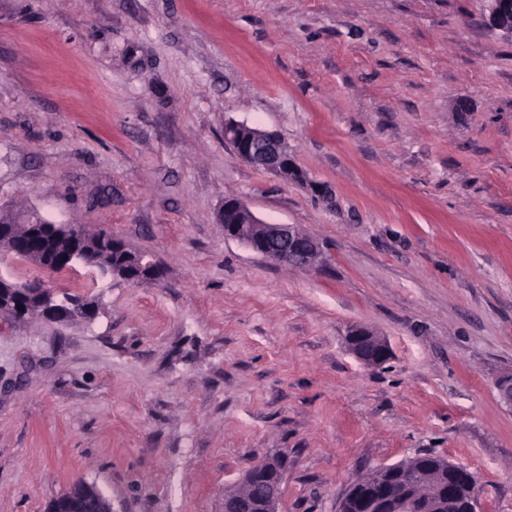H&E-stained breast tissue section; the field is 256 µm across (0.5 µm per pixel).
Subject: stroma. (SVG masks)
<instances>
[{"label": "stroma", "instance_id": "obj_1", "mask_svg": "<svg viewBox=\"0 0 512 512\" xmlns=\"http://www.w3.org/2000/svg\"><path fill=\"white\" fill-rule=\"evenodd\" d=\"M483 0H0V210L104 230L132 285L0 250V274L96 298L91 321L0 315V512L79 482L113 512H223L288 458L280 512H340L429 451L512 512V40ZM233 119L303 176L255 169ZM240 198L323 267L224 237ZM364 325L392 357L370 367ZM224 140L253 168L287 180L300 176L293 152L275 132L229 120L224 123ZM122 251L128 252L125 255L126 261L120 266L119 270H113L112 264L116 265L119 261V257L116 254H112V248L101 241V248H91L89 252L79 256L73 260L64 261L63 265L56 268L57 272L62 271L65 264L73 266L76 263L91 264L99 268V270L107 273L112 277V273H116L118 276L130 283H148L156 281L161 277V271L159 267L151 260H146L145 256L136 252H133L123 245ZM346 340L351 353L366 365L380 366L390 359L388 343L367 327H354Z\"/></svg>", "mask_w": 512, "mask_h": 512}]
</instances>
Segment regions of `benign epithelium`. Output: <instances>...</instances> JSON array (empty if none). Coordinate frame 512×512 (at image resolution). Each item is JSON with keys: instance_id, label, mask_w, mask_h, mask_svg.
<instances>
[{"instance_id": "benign-epithelium-1", "label": "benign epithelium", "mask_w": 512, "mask_h": 512, "mask_svg": "<svg viewBox=\"0 0 512 512\" xmlns=\"http://www.w3.org/2000/svg\"><path fill=\"white\" fill-rule=\"evenodd\" d=\"M485 22L493 29L512 37V0H485ZM224 140L237 156L253 168L274 173L285 179L300 176L295 156L288 144L275 132L251 127L236 121L224 123ZM224 226V238L243 243L253 253L276 264L308 270L316 266L320 249L310 236L300 232L295 224H270L259 219L237 197L224 199L219 213ZM33 228H54L70 238L73 252L82 251L93 236L71 233L68 224L49 225L37 215ZM118 276L130 283H148L161 277L159 267L144 255L128 251ZM43 317L54 322H67L79 314L74 303L66 304L54 298L47 289H40ZM29 288L0 277V306L8 309L16 321L24 320ZM351 353L370 366H380L391 356L388 343L369 328L356 326L347 335ZM494 388L499 401L512 410V373L497 377ZM408 464L398 462L377 470V479L370 483L368 492H354L350 508L354 512H477L478 490L469 471L440 458L425 463L424 469L432 477L429 495H422L405 481ZM286 462L282 457H268L248 468L239 482L260 486V498L247 497L231 488L224 489L223 512H279ZM54 512H112L107 497L91 498L69 491L54 504Z\"/></svg>"}]
</instances>
